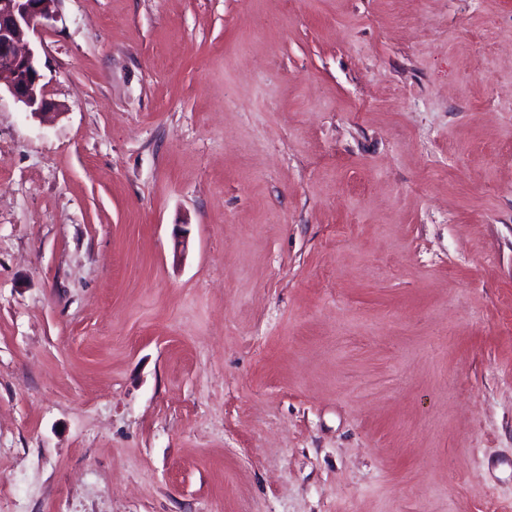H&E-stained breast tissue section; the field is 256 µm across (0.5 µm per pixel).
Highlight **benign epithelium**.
Returning a JSON list of instances; mask_svg holds the SVG:
<instances>
[{
    "mask_svg": "<svg viewBox=\"0 0 512 512\" xmlns=\"http://www.w3.org/2000/svg\"><path fill=\"white\" fill-rule=\"evenodd\" d=\"M59 0H0V77L14 100L34 116L53 107L41 84L38 57L28 48L40 27L53 20Z\"/></svg>",
    "mask_w": 512,
    "mask_h": 512,
    "instance_id": "benign-epithelium-1",
    "label": "benign epithelium"
}]
</instances>
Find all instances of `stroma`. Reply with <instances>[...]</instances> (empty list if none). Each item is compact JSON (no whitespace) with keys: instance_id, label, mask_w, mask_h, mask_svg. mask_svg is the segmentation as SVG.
Segmentation results:
<instances>
[{"instance_id":"stroma-1","label":"stroma","mask_w":512,"mask_h":512,"mask_svg":"<svg viewBox=\"0 0 512 512\" xmlns=\"http://www.w3.org/2000/svg\"><path fill=\"white\" fill-rule=\"evenodd\" d=\"M0 94V512H512V0H59Z\"/></svg>"}]
</instances>
